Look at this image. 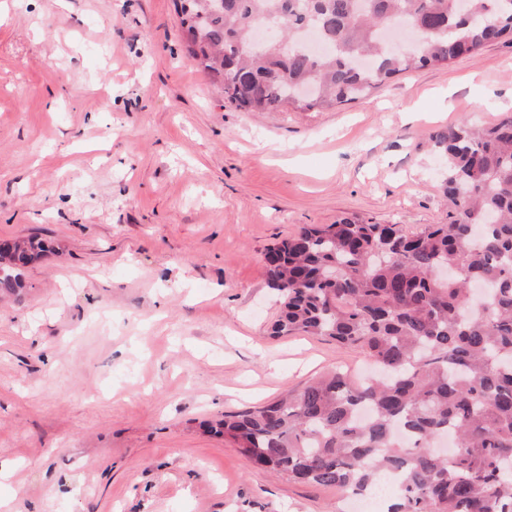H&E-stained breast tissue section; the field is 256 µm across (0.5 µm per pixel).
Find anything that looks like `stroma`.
<instances>
[{
	"label": "stroma",
	"instance_id": "stroma-1",
	"mask_svg": "<svg viewBox=\"0 0 512 512\" xmlns=\"http://www.w3.org/2000/svg\"><path fill=\"white\" fill-rule=\"evenodd\" d=\"M512 115V43L316 112H239L173 0H0V512H350L208 433L369 360L271 337L268 248L356 217L446 224L429 137ZM22 243L25 247L21 252L16 251L12 266L0 267V291L15 292L23 287L24 269L32 262L39 259L49 247L43 239L32 236L27 239L14 241Z\"/></svg>",
	"mask_w": 512,
	"mask_h": 512
}]
</instances>
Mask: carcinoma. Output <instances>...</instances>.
I'll return each mask as SVG.
<instances>
[{"label": "carcinoma", "instance_id": "cac0c4a2", "mask_svg": "<svg viewBox=\"0 0 512 512\" xmlns=\"http://www.w3.org/2000/svg\"><path fill=\"white\" fill-rule=\"evenodd\" d=\"M174 0L185 57L245 112L323 111L366 97L410 68L444 67L512 39V0ZM425 29L391 50L388 19ZM282 27L259 48L253 26ZM313 27L331 46L298 44ZM443 159L449 224L411 234L397 224L343 218L306 227L267 250L281 309L271 335L324 336L364 349L377 373L340 368L261 407L224 413L215 433L290 480L355 494L381 470L399 478L386 512H512V116L462 121L431 136ZM0 291L48 251L32 236ZM490 293L484 305L469 285Z\"/></svg>", "mask_w": 512, "mask_h": 512}]
</instances>
